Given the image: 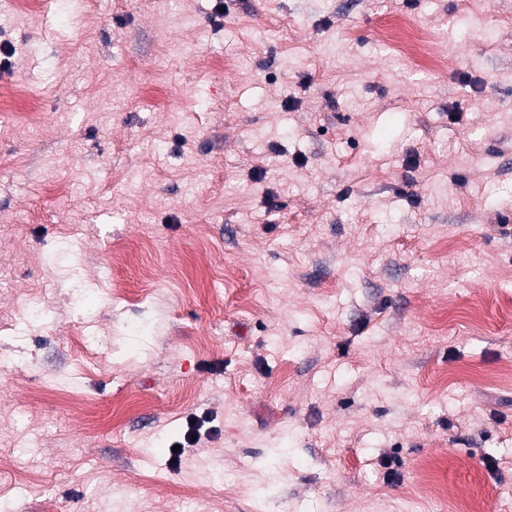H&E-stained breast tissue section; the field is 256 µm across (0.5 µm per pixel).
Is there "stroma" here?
Wrapping results in <instances>:
<instances>
[{
	"label": "stroma",
	"instance_id": "stroma-1",
	"mask_svg": "<svg viewBox=\"0 0 512 512\" xmlns=\"http://www.w3.org/2000/svg\"><path fill=\"white\" fill-rule=\"evenodd\" d=\"M214 5L0 0V512H512V0ZM393 27L399 29L403 35L400 48L405 55H412L414 53L421 52L429 58V63L432 69L440 66L442 62L441 58L424 50V46L431 41L430 35H425L416 31L412 24L405 18L396 21Z\"/></svg>",
	"mask_w": 512,
	"mask_h": 512
}]
</instances>
